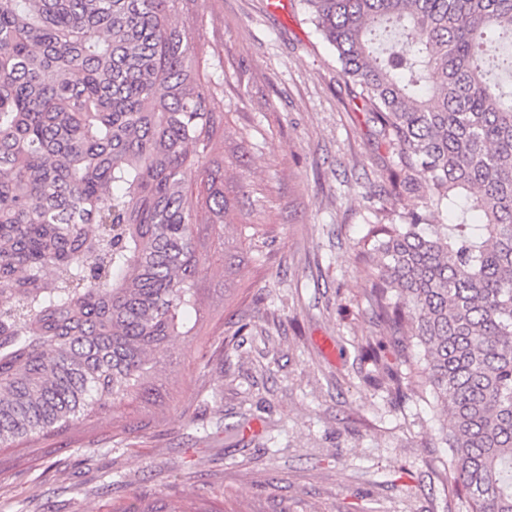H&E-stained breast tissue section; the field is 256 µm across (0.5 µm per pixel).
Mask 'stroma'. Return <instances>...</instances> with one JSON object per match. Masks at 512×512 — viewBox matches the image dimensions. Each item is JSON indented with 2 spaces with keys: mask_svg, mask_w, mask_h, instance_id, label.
Wrapping results in <instances>:
<instances>
[{
  "mask_svg": "<svg viewBox=\"0 0 512 512\" xmlns=\"http://www.w3.org/2000/svg\"><path fill=\"white\" fill-rule=\"evenodd\" d=\"M195 45L224 83L233 221L258 254L200 280L206 318L176 343L156 402L0 449V512H123L135 500L224 512H468L438 464L439 421L391 397L357 342L380 336L357 256L387 147L299 0H208Z\"/></svg>",
  "mask_w": 512,
  "mask_h": 512,
  "instance_id": "obj_1",
  "label": "stroma"
}]
</instances>
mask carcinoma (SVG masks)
I'll list each match as a JSON object with an SVG mask.
<instances>
[{"label":"carcinoma","mask_w":512,"mask_h":512,"mask_svg":"<svg viewBox=\"0 0 512 512\" xmlns=\"http://www.w3.org/2000/svg\"><path fill=\"white\" fill-rule=\"evenodd\" d=\"M300 2L388 145L368 303L421 356L387 391L445 412L449 494L512 512V0ZM204 4L0 0L1 447L158 392L213 243L226 278L259 251L211 165Z\"/></svg>","instance_id":"1"}]
</instances>
